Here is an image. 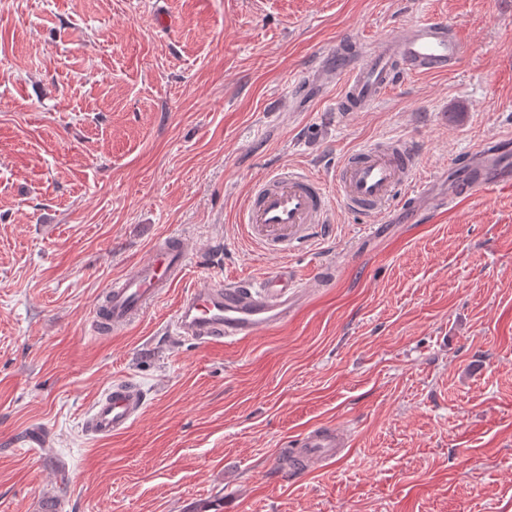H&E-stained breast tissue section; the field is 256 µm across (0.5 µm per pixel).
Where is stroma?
Instances as JSON below:
<instances>
[{
	"mask_svg": "<svg viewBox=\"0 0 512 512\" xmlns=\"http://www.w3.org/2000/svg\"><path fill=\"white\" fill-rule=\"evenodd\" d=\"M428 19L469 45L455 71L332 112L319 53ZM511 133L512 0H0V512H512V192L376 232L338 204L285 255L237 223L279 169L326 180L401 138L441 189ZM175 236L196 245L188 285L288 265L310 301L202 346L175 333L176 288L101 333L104 290ZM116 379L142 413L92 439ZM327 424L347 455L282 477L286 441Z\"/></svg>",
	"mask_w": 512,
	"mask_h": 512,
	"instance_id": "35a3bbf8",
	"label": "stroma"
}]
</instances>
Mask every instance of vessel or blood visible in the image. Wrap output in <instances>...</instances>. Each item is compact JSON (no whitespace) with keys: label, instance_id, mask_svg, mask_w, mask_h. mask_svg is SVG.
I'll list each match as a JSON object with an SVG mask.
<instances>
[{"label":"vessel or blood","instance_id":"obj_1","mask_svg":"<svg viewBox=\"0 0 512 512\" xmlns=\"http://www.w3.org/2000/svg\"><path fill=\"white\" fill-rule=\"evenodd\" d=\"M467 52V45L449 32L446 23L430 20L377 41L359 57L340 49L335 55L319 58L316 80L339 79L337 111L357 112L368 108L404 75L448 73ZM501 155L495 144L475 150L465 160V180L449 184L442 193L434 192L430 184L413 182L419 151L407 142L350 154L332 173L336 186L332 196L316 177L282 169L253 184L239 208V223L264 251L285 254L323 231L337 201L346 209L384 219L398 199L431 212H445L462 197L490 189L510 191L512 164ZM190 250L189 241L182 237L157 245L145 261L106 290L102 322L115 331L138 319L184 279ZM307 297L293 268L280 266L257 281L236 280L183 290L173 326L178 336L203 345H231L287 323ZM143 405L139 387L113 382L95 398L83 426L96 439L112 438L132 427ZM349 445L347 430L333 424L308 430L295 441L308 465L330 461Z\"/></svg>","mask_w":512,"mask_h":512}]
</instances>
